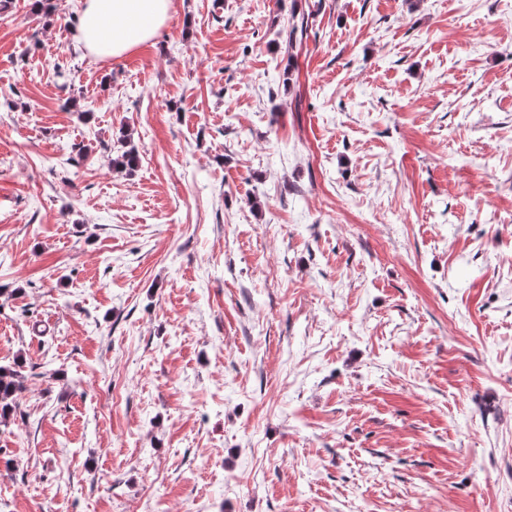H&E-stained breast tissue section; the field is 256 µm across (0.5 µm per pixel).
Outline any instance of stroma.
<instances>
[{
    "instance_id": "obj_1",
    "label": "stroma",
    "mask_w": 512,
    "mask_h": 512,
    "mask_svg": "<svg viewBox=\"0 0 512 512\" xmlns=\"http://www.w3.org/2000/svg\"><path fill=\"white\" fill-rule=\"evenodd\" d=\"M53 2L0 0V512H512V0L104 62ZM22 365L16 361L12 365L0 366V423H7L16 408L18 397L24 392Z\"/></svg>"
}]
</instances>
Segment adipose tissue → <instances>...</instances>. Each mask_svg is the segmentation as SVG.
I'll return each mask as SVG.
<instances>
[{"label": "adipose tissue", "instance_id": "ef3b65f1", "mask_svg": "<svg viewBox=\"0 0 512 512\" xmlns=\"http://www.w3.org/2000/svg\"><path fill=\"white\" fill-rule=\"evenodd\" d=\"M172 0H85L79 29L87 53L104 61L147 43L168 19Z\"/></svg>", "mask_w": 512, "mask_h": 512}]
</instances>
